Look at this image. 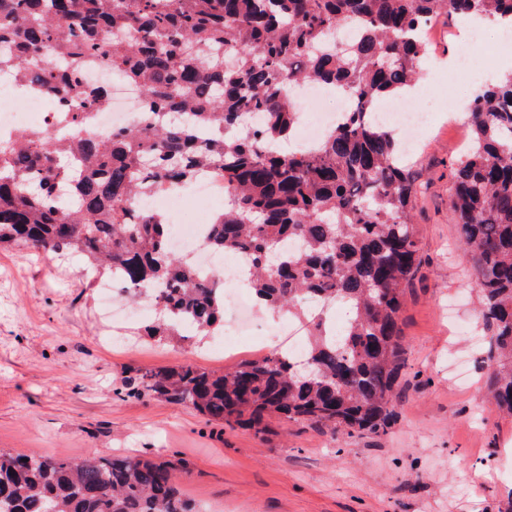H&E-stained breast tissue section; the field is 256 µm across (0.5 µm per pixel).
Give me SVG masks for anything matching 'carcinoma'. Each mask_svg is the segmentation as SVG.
Segmentation results:
<instances>
[{"label":"carcinoma","mask_w":512,"mask_h":512,"mask_svg":"<svg viewBox=\"0 0 512 512\" xmlns=\"http://www.w3.org/2000/svg\"><path fill=\"white\" fill-rule=\"evenodd\" d=\"M433 17L512 27V0H0V72L73 103L71 124L81 126L106 90L36 66L42 53L57 50L77 67L110 62L164 116L70 148L45 130L0 142V247L78 254L114 282L159 289L147 336H177L186 317L210 335L224 321L221 276L203 278L170 248L164 217L135 201L216 165L226 201L210 242L250 261L258 302L307 324L306 365L271 355L217 375L184 362L142 374L127 395L258 432L271 416L385 432L418 265V187L374 106L417 83L428 52L421 28ZM306 82L341 87L354 111L317 146L285 153L300 120L288 89ZM467 125L451 207L475 281L491 398L511 418L512 71L475 95ZM308 296L349 307L341 335L310 315ZM176 470L172 461L0 451V512H194Z\"/></svg>","instance_id":"cac0c4a2"}]
</instances>
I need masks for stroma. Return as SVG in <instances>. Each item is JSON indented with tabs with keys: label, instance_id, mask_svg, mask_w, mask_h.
Returning a JSON list of instances; mask_svg holds the SVG:
<instances>
[{
	"label": "stroma",
	"instance_id": "35a3bbf8",
	"mask_svg": "<svg viewBox=\"0 0 512 512\" xmlns=\"http://www.w3.org/2000/svg\"><path fill=\"white\" fill-rule=\"evenodd\" d=\"M456 45L441 38L423 63L430 98L451 111L407 156L420 194L412 210L418 271L403 307L405 365L383 434H347L272 417L262 431L207 420L193 408L126 391L145 372L181 362L214 373L251 357H216L213 337L139 333L104 342L98 288L78 255L0 249V450L77 460L137 456L181 463L178 484L199 512H506L512 504V419L486 404L487 372L468 282L454 255L448 196L462 155L449 122L464 123L475 91L512 70L445 81Z\"/></svg>",
	"mask_w": 512,
	"mask_h": 512
}]
</instances>
